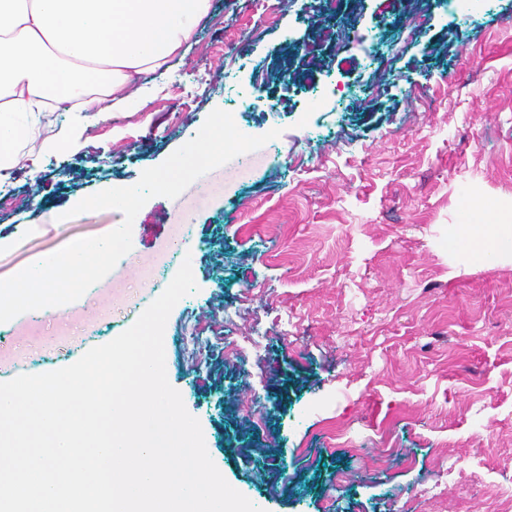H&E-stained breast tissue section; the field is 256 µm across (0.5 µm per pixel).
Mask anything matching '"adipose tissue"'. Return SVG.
<instances>
[{"label":"adipose tissue","mask_w":512,"mask_h":512,"mask_svg":"<svg viewBox=\"0 0 512 512\" xmlns=\"http://www.w3.org/2000/svg\"><path fill=\"white\" fill-rule=\"evenodd\" d=\"M210 0H0V170L41 153L82 150L80 137L41 138L48 101L79 100V124L124 104L134 75L165 65L207 15Z\"/></svg>","instance_id":"adipose-tissue-1"}]
</instances>
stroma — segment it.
<instances>
[{
  "mask_svg": "<svg viewBox=\"0 0 512 512\" xmlns=\"http://www.w3.org/2000/svg\"><path fill=\"white\" fill-rule=\"evenodd\" d=\"M261 2L276 26L211 0L169 71L139 77L152 93L105 104L81 152L19 168L0 279L117 228L74 200L135 184L212 110L280 132L248 170L150 199L131 251L62 316L1 325L0 382L129 328L186 237L197 290L168 317L166 374L233 488L261 512H492L487 487L512 498V252L475 260L459 228L512 225V0L425 23L418 0H344L340 48L316 35L320 0ZM257 332L225 360L224 338Z\"/></svg>",
  "mask_w": 512,
  "mask_h": 512,
  "instance_id": "1",
  "label": "stroma"
}]
</instances>
